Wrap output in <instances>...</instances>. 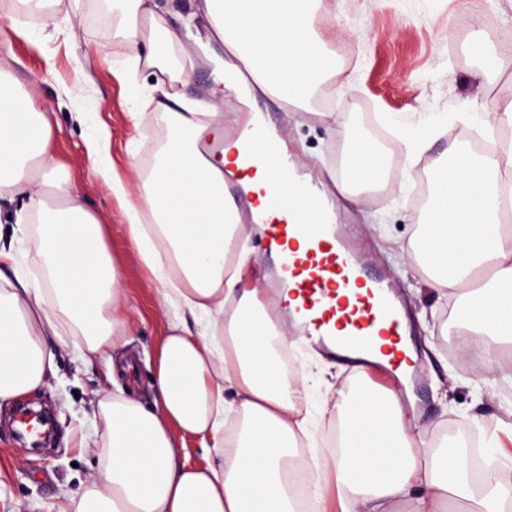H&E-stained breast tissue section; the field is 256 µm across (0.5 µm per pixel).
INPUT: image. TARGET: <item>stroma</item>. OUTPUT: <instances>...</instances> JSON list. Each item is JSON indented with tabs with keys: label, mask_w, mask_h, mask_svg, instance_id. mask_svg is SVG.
<instances>
[{
	"label": "stroma",
	"mask_w": 512,
	"mask_h": 512,
	"mask_svg": "<svg viewBox=\"0 0 512 512\" xmlns=\"http://www.w3.org/2000/svg\"><path fill=\"white\" fill-rule=\"evenodd\" d=\"M315 25L341 74L327 79L308 110L269 97L257 105L306 163L340 170L354 135L382 155L381 194L364 195L339 218L407 303L412 340L428 374L415 412L428 440H447L449 450L461 454L467 434H475L486 443L481 457L512 470V439L499 430L512 416V366L489 389L483 362L466 354L450 358L452 339L442 329L453 322L455 301L439 296L415 264L397 257L422 218L403 187L407 170L426 176L449 142L481 132V123L458 122L457 113L471 111L476 101L490 106L512 96V66L476 80L481 59L470 48L479 32L487 50L512 49V5L322 0ZM123 55L103 0H57L50 16L35 21L17 16L14 0H0V71L36 89L38 109L52 117L57 179L85 190L89 210L103 220L105 246L122 276L129 340L121 351L88 361L68 325L48 336L55 369L31 402L52 414L55 431L47 449H26L4 422L14 404L0 402V512H57L58 503L81 488L101 451L100 397L122 391L146 406L155 399L156 353L170 319L129 239L121 201L93 175L87 154L92 138L109 134L111 166L127 181L131 161L149 171L154 148L169 136L157 113L132 115L131 92L154 86L157 76L145 67L129 75L120 66ZM327 112L335 113V125L325 122ZM415 140L426 149L413 163L405 144ZM430 337L437 342L432 350L425 345ZM292 355L309 380L312 430L325 446L337 421L338 390L352 388L356 378L313 345L297 343Z\"/></svg>",
	"instance_id": "1"
}]
</instances>
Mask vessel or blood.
<instances>
[{"instance_id": "b4317fda", "label": "vessel or blood", "mask_w": 512, "mask_h": 512, "mask_svg": "<svg viewBox=\"0 0 512 512\" xmlns=\"http://www.w3.org/2000/svg\"><path fill=\"white\" fill-rule=\"evenodd\" d=\"M279 180L262 191L270 200V223L263 233L283 247L277 287L294 286L299 303L291 316L303 336L327 353L341 351L350 368H369L407 395L421 372L419 358L405 348L407 310L387 278L370 273L369 259L342 224L329 223L323 207L294 179L300 162L290 148H279ZM224 193L250 213L254 198L232 176Z\"/></svg>"}]
</instances>
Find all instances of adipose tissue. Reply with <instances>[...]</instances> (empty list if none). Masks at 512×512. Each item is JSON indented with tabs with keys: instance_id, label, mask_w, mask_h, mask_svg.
<instances>
[{
	"instance_id": "ef3b65f1",
	"label": "adipose tissue",
	"mask_w": 512,
	"mask_h": 512,
	"mask_svg": "<svg viewBox=\"0 0 512 512\" xmlns=\"http://www.w3.org/2000/svg\"><path fill=\"white\" fill-rule=\"evenodd\" d=\"M321 0H195L183 28L158 20L152 0H112L116 35L126 62L167 75L178 60V79L190 81L203 38L219 40L214 85L204 111L184 103L164 110L169 138L154 152L149 173L134 170L135 196L106 161L109 141L88 145L92 169L123 198L127 231L151 273L162 310L188 311L168 327L157 353L153 406L121 395L97 402L105 455L59 512H296L289 459L311 439L312 415L298 406L305 379L284 380L269 337L287 341L260 284L244 286L247 252H234L243 225L224 196L227 156L199 147L224 140V90L246 83L249 96L269 95L304 108L336 62L313 25ZM53 125L36 111L29 91L0 74V202L25 198L8 221L29 237L44 278L32 285L7 280L12 253L0 250V401L24 397L44 385L55 367L45 343L58 322L82 338L84 357L104 355L126 334L121 278L102 241V226L81 190L57 180L51 154ZM383 161L364 140H351L341 175L320 174L323 197L356 202L380 183ZM425 224L402 249L441 295L466 301L476 315L457 326L498 375L512 355V145L473 154L467 141L449 143L436 164ZM236 389L235 401L224 397ZM205 438L217 464L176 462L175 432ZM418 417L397 395L363 387L342 398L339 439L333 452L315 457L312 499L336 490L341 512H447L451 499L467 512H512V473L492 471L486 492L470 485L463 459L445 444L428 446Z\"/></svg>"
}]
</instances>
